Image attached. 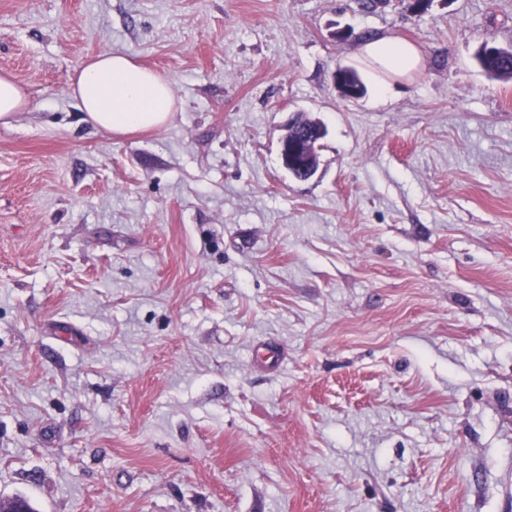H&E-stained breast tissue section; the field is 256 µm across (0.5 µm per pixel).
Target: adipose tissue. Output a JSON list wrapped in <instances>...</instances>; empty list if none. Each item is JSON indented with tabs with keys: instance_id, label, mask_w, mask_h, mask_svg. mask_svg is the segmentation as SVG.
Returning a JSON list of instances; mask_svg holds the SVG:
<instances>
[{
	"instance_id": "1",
	"label": "adipose tissue",
	"mask_w": 512,
	"mask_h": 512,
	"mask_svg": "<svg viewBox=\"0 0 512 512\" xmlns=\"http://www.w3.org/2000/svg\"><path fill=\"white\" fill-rule=\"evenodd\" d=\"M358 57L396 76L409 75L422 63L414 43L390 36L364 42ZM70 82L84 121L110 136L161 128L175 110L169 83L120 52H103L81 64Z\"/></svg>"
}]
</instances>
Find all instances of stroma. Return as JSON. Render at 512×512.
Instances as JSON below:
<instances>
[{
  "instance_id": "stroma-1",
  "label": "stroma",
  "mask_w": 512,
  "mask_h": 512,
  "mask_svg": "<svg viewBox=\"0 0 512 512\" xmlns=\"http://www.w3.org/2000/svg\"><path fill=\"white\" fill-rule=\"evenodd\" d=\"M415 43L380 81L359 45ZM512 0H0V498L36 512H512ZM127 54L165 127L69 75ZM356 70L366 94L334 84ZM327 134L284 169L296 113ZM494 51L495 46L485 43L478 52L480 64L491 77L501 81L512 80V50L503 54ZM70 82L83 120L111 137L161 128L175 112L169 83L120 52L81 64ZM31 102L25 90L9 75H0V125L9 126Z\"/></svg>"
}]
</instances>
